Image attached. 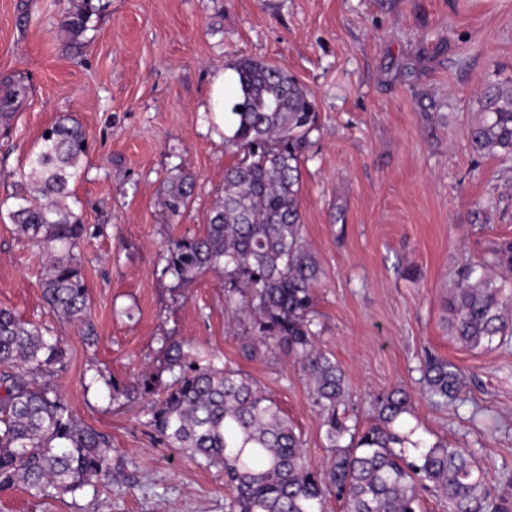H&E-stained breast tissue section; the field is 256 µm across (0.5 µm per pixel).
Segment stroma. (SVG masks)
<instances>
[{
	"label": "stroma",
	"instance_id": "1",
	"mask_svg": "<svg viewBox=\"0 0 512 512\" xmlns=\"http://www.w3.org/2000/svg\"><path fill=\"white\" fill-rule=\"evenodd\" d=\"M73 44L71 0H0V74L23 76L26 102L0 136V201L60 116L85 128L88 152L70 185L86 233L74 254L88 285L87 322H65L42 297L44 257L0 220V308L53 328L65 351L50 383L108 435L114 485L41 499L0 490V512H224V472L168 447L148 426L133 382L173 336L223 355L276 400L316 465L322 419L300 368L281 351L241 353L224 279L177 287L162 269L170 240L203 233L238 154L216 124L213 84L235 63L284 67L319 114L302 165L299 207L320 267L318 344L346 374L349 415L367 422L371 394L402 387L427 442L470 449L493 494H512V340L469 349L448 334L456 269L512 239V160L480 157L469 127L479 86L512 84V0H104ZM196 178L189 207H161L170 176ZM496 199L490 223L479 203ZM455 364L459 402L433 405L424 354ZM121 396H113V388Z\"/></svg>",
	"mask_w": 512,
	"mask_h": 512
}]
</instances>
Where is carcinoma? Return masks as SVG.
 I'll return each mask as SVG.
<instances>
[{"mask_svg": "<svg viewBox=\"0 0 512 512\" xmlns=\"http://www.w3.org/2000/svg\"><path fill=\"white\" fill-rule=\"evenodd\" d=\"M98 11L92 0H74L61 27L77 41ZM234 70L224 141L241 158L224 174L204 233L169 243L164 273L178 287L209 272L224 274L227 310L249 325L243 355L277 348L299 364L323 419L329 455L313 465L288 416L247 374L172 336L162 339L157 367L136 383L143 395H158L146 406L147 424L199 466L224 471L230 490L224 512H322L332 494L346 512H423L426 494L446 499L448 512H512L511 501L486 487L469 449L444 439H411L408 392L374 395L368 426L349 424L342 410L349 398L345 373L316 342L314 288L321 268L298 206L318 112L284 69L241 58ZM28 90L23 77L0 74L1 133L9 131ZM479 102L469 129L472 151L512 159V85L481 88ZM86 153L82 125L60 117L28 155L16 184L18 203L9 212L16 232L42 247L43 297L64 321H82L88 311L87 285L73 255L85 224L70 189ZM194 183L184 170L170 177L162 200L169 217L189 206ZM511 273L512 240L458 269L448 329L459 343L490 348L512 337ZM63 358L57 338L0 308V490L21 483L32 496L47 498L116 481L109 438L74 414L47 380ZM420 371L434 405L461 400L464 381L455 364L428 356ZM165 372L173 377L168 384Z\"/></svg>", "mask_w": 512, "mask_h": 512, "instance_id": "obj_1", "label": "carcinoma"}]
</instances>
